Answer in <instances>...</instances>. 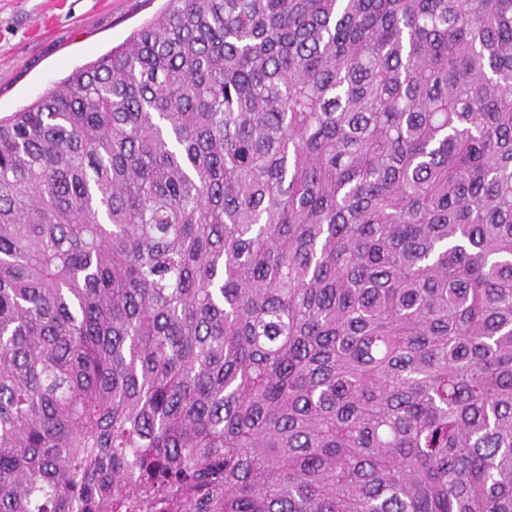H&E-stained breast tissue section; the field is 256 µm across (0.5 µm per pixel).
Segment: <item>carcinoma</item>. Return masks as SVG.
<instances>
[{
  "instance_id": "carcinoma-1",
  "label": "carcinoma",
  "mask_w": 512,
  "mask_h": 512,
  "mask_svg": "<svg viewBox=\"0 0 512 512\" xmlns=\"http://www.w3.org/2000/svg\"><path fill=\"white\" fill-rule=\"evenodd\" d=\"M0 512H512V0H166L0 118Z\"/></svg>"
}]
</instances>
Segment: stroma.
<instances>
[{
	"label": "stroma",
	"mask_w": 512,
	"mask_h": 512,
	"mask_svg": "<svg viewBox=\"0 0 512 512\" xmlns=\"http://www.w3.org/2000/svg\"><path fill=\"white\" fill-rule=\"evenodd\" d=\"M164 0H0V114L121 44Z\"/></svg>",
	"instance_id": "obj_1"
}]
</instances>
